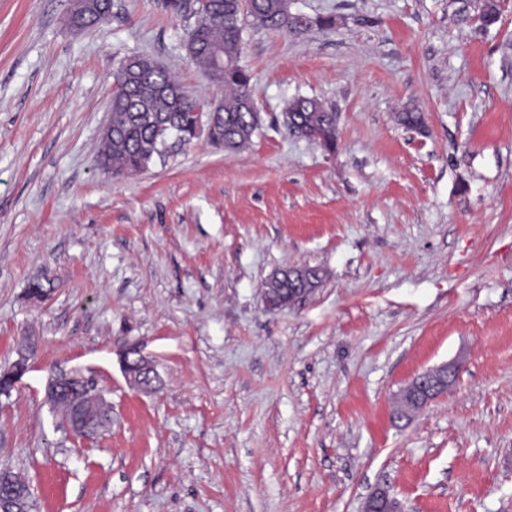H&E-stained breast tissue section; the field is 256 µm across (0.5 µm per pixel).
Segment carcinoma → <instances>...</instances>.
<instances>
[{"instance_id":"1","label":"carcinoma","mask_w":512,"mask_h":512,"mask_svg":"<svg viewBox=\"0 0 512 512\" xmlns=\"http://www.w3.org/2000/svg\"><path fill=\"white\" fill-rule=\"evenodd\" d=\"M170 13L192 24L186 30L184 47L190 62L223 91L216 101L208 125L213 143L229 152L246 149L260 126V113L251 86L250 73L240 64L243 52L241 21L247 17L261 26L299 34L316 26L332 29L333 16H318L301 22L291 0H207L198 6L191 0H164ZM112 13L110 0H92L77 14L81 28L106 22ZM500 16L499 0H480L477 22L482 27L495 24ZM114 82L124 85L122 94L112 99L111 121L101 139L99 161L114 176L143 171L155 159H164L175 148L196 137L200 101L184 93L176 77L165 67L143 57H132L122 65ZM287 133L318 144L332 152L336 148L337 115L324 102L295 97L282 111ZM315 267L286 268L274 272L265 282L268 294L281 301L297 293L312 292L321 283Z\"/></svg>"}]
</instances>
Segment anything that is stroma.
<instances>
[{
    "mask_svg": "<svg viewBox=\"0 0 512 512\" xmlns=\"http://www.w3.org/2000/svg\"><path fill=\"white\" fill-rule=\"evenodd\" d=\"M292 2L336 26L245 21V150L203 131L115 177L96 155L126 58L218 95L186 21L113 0L76 30L67 0H0V369L30 363L0 396V468L35 512H362L379 487L405 512H512V0L486 29L478 0ZM301 96L338 112L334 152L280 124ZM305 266L321 285L268 309L266 279ZM131 348L156 391L127 382ZM444 363L455 385L394 422ZM72 370L111 407L90 443L46 397ZM440 368V367H439ZM439 368L426 370L416 375L406 386L414 390L423 406L441 394H434L436 373Z\"/></svg>",
    "mask_w": 512,
    "mask_h": 512,
    "instance_id": "1",
    "label": "stroma"
}]
</instances>
